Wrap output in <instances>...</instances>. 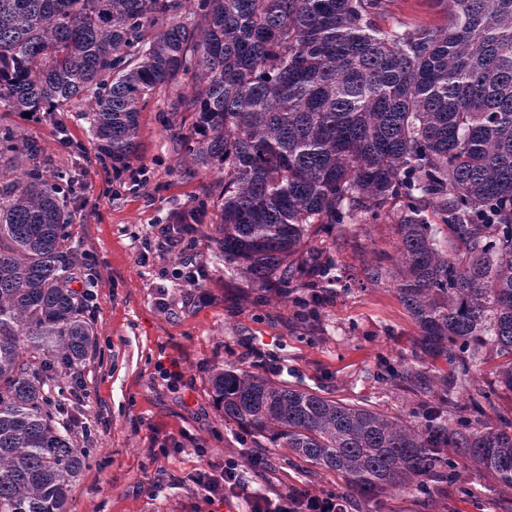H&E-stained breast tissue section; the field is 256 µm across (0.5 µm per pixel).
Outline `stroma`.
Returning a JSON list of instances; mask_svg holds the SVG:
<instances>
[{
    "mask_svg": "<svg viewBox=\"0 0 512 512\" xmlns=\"http://www.w3.org/2000/svg\"><path fill=\"white\" fill-rule=\"evenodd\" d=\"M448 17L440 0H386L375 24L440 27ZM182 117L171 113L170 94L156 91L140 111L138 165L148 180L136 189L112 181L99 162L82 110L31 120L11 114L10 124L34 141L52 170L80 186L70 199L73 244L95 266L90 291L96 351L59 381L72 440L87 466L69 497V512H252V495L272 498L297 488L332 494L333 473L290 462L287 449L225 423L211 396L215 365L284 378L346 402H365L410 418L414 396L390 389L377 375L386 363L413 356L416 328L389 284L368 281L379 259L395 254L402 200L381 217L356 212L346 224L312 231L308 249L332 259L335 276L315 313L300 318L291 300L250 289L227 269L205 234L193 246L159 253L156 224L195 208L217 187L218 175L190 174L172 135ZM198 265L201 300L176 276ZM178 376H170V369ZM263 456L264 469L250 467ZM244 471L249 492H225L208 501L195 484L198 472ZM353 512H512V490L485 480L467 497L456 488L432 496L393 492L381 505L361 502Z\"/></svg>",
    "mask_w": 512,
    "mask_h": 512,
    "instance_id": "stroma-1",
    "label": "stroma"
}]
</instances>
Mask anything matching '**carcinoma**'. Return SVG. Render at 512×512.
Segmentation results:
<instances>
[{"mask_svg": "<svg viewBox=\"0 0 512 512\" xmlns=\"http://www.w3.org/2000/svg\"><path fill=\"white\" fill-rule=\"evenodd\" d=\"M442 2V27L383 30V0H0V107L85 103L113 169L138 156L143 101L176 92L184 162L222 176L208 237L251 287L318 303L332 262L303 254L312 228L406 200L396 254L368 278L392 284L417 328L414 360L378 379L420 411L397 418L230 365L210 377L225 421L341 477L337 512L446 489L461 460L512 490V420L483 424L457 401L474 389L481 413L512 391V0ZM47 167L0 125V512H67L86 467L50 387L57 366L89 358L95 328L72 288L73 185ZM493 357L480 388L472 367Z\"/></svg>", "mask_w": 512, "mask_h": 512, "instance_id": "obj_1", "label": "carcinoma"}]
</instances>
